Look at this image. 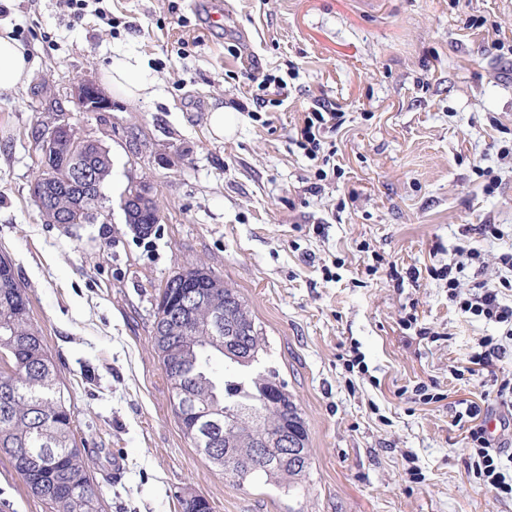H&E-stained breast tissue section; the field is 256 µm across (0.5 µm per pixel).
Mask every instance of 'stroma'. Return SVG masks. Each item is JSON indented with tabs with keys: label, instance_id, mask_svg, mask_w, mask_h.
Segmentation results:
<instances>
[{
	"label": "stroma",
	"instance_id": "1",
	"mask_svg": "<svg viewBox=\"0 0 512 512\" xmlns=\"http://www.w3.org/2000/svg\"><path fill=\"white\" fill-rule=\"evenodd\" d=\"M223 2L214 30L205 0H88L76 24L57 0H0V26L33 62L28 86L0 99V256L69 393L103 512H179L184 492L216 512H512L482 491L455 417L483 389L454 367L500 328L462 313L432 273L467 225L502 226L480 242L488 260L512 250V51L491 46L512 39V0ZM126 54L150 95L72 110V83ZM293 64L288 100L258 106L245 68ZM51 99L60 111H44ZM324 102L346 121L321 150L339 171L321 180L322 158L294 137ZM217 106L239 112L233 137H211ZM64 120L112 157L90 223H46L30 197L40 138ZM136 181L162 216L146 237L120 207ZM199 264L239 291L301 408L311 464L294 492L238 485L182 432L153 346L156 297ZM392 264L418 282L396 285ZM0 512H53L3 456Z\"/></svg>",
	"mask_w": 512,
	"mask_h": 512
}]
</instances>
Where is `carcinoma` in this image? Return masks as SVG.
Returning a JSON list of instances; mask_svg holds the SVG:
<instances>
[{"mask_svg":"<svg viewBox=\"0 0 512 512\" xmlns=\"http://www.w3.org/2000/svg\"><path fill=\"white\" fill-rule=\"evenodd\" d=\"M96 178L86 186L68 182L72 157L67 146L57 154V166L63 179L49 195L40 211L48 224L78 218L83 194L102 193L112 171L109 154L91 152ZM157 206L144 209L129 227L144 236L160 223ZM178 278L205 276L215 282L212 299L195 310L187 323L167 322L160 318L162 304L156 303L154 348L163 364L172 399L189 393L196 403L215 407L224 413L227 428L224 443L210 452L200 443L203 422L187 434L209 461L238 484L257 477L281 488H294L306 477L310 448L303 443L305 465H282L267 473L254 469L251 454L259 434L277 428L289 413L299 412L293 396L283 406H270L259 400L267 386L279 381L276 370L267 366V345L262 328L253 319L239 292L209 269L197 266L176 273ZM233 306V318L253 327L245 338L251 355L234 361L236 374L216 375L211 361L224 354V331L211 325L215 312L224 304ZM8 357L9 367H0V456L7 457L31 493L52 505L55 512H101L100 495L85 492L93 487L88 473L85 449L75 441L74 421L67 405L56 365L44 344L42 330L30 317L25 289L16 281L8 259L0 257V356ZM231 444L234 455L224 459V445Z\"/></svg>","mask_w":512,"mask_h":512,"instance_id":"cac0c4a2","label":"carcinoma"}]
</instances>
